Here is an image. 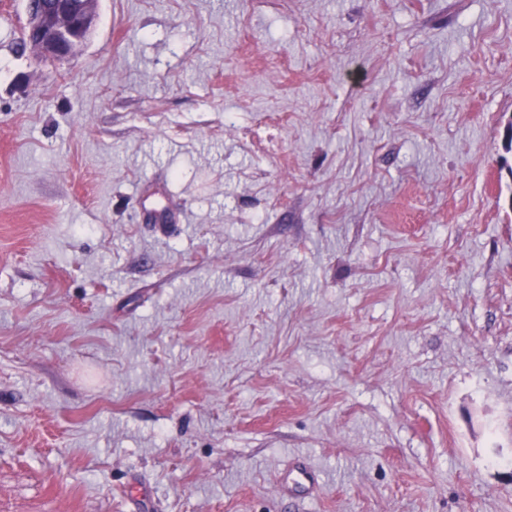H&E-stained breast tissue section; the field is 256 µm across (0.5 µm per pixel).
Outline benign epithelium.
Listing matches in <instances>:
<instances>
[{
  "label": "benign epithelium",
  "mask_w": 512,
  "mask_h": 512,
  "mask_svg": "<svg viewBox=\"0 0 512 512\" xmlns=\"http://www.w3.org/2000/svg\"><path fill=\"white\" fill-rule=\"evenodd\" d=\"M97 0H27L31 47L45 62H65L83 44L96 16Z\"/></svg>",
  "instance_id": "1"
}]
</instances>
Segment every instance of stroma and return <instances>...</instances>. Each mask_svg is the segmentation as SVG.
Here are the masks:
<instances>
[{
    "instance_id": "1",
    "label": "stroma",
    "mask_w": 512,
    "mask_h": 512,
    "mask_svg": "<svg viewBox=\"0 0 512 512\" xmlns=\"http://www.w3.org/2000/svg\"><path fill=\"white\" fill-rule=\"evenodd\" d=\"M96 11L0 0V512H512V0ZM97 0H29L26 4L31 47L45 62H65L83 44L96 16Z\"/></svg>"
}]
</instances>
